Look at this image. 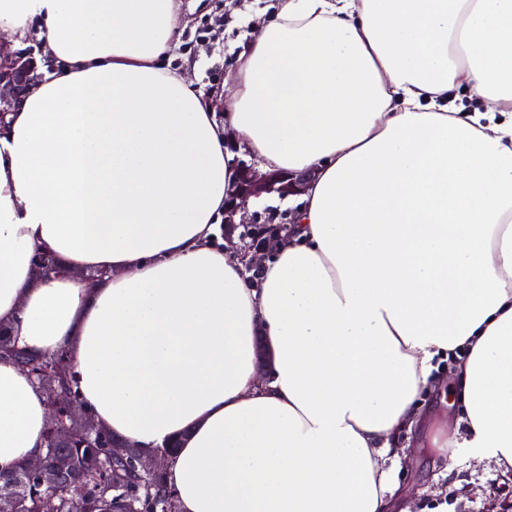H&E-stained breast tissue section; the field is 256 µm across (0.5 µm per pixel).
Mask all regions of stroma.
Segmentation results:
<instances>
[{
    "mask_svg": "<svg viewBox=\"0 0 512 512\" xmlns=\"http://www.w3.org/2000/svg\"><path fill=\"white\" fill-rule=\"evenodd\" d=\"M225 0H199L197 6L182 7V33L195 32L204 21L225 19L224 39L193 49L178 48V57L196 61V81L204 95L222 92L232 83L231 75L243 44L250 40L258 21H272L278 0H235L237 13L226 12ZM423 429L401 437L404 456L391 462V476L398 492L396 501L408 504L409 512H503L512 503V474L502 475L491 465L474 459L467 449L457 451L458 466L446 471L442 455L423 447Z\"/></svg>",
    "mask_w": 512,
    "mask_h": 512,
    "instance_id": "35a3bbf8",
    "label": "stroma"
}]
</instances>
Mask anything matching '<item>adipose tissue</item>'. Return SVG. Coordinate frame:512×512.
Here are the masks:
<instances>
[{
    "label": "adipose tissue",
    "instance_id": "obj_1",
    "mask_svg": "<svg viewBox=\"0 0 512 512\" xmlns=\"http://www.w3.org/2000/svg\"><path fill=\"white\" fill-rule=\"evenodd\" d=\"M180 9L0 0L43 59L0 123V326L67 350L114 437L176 443L178 512H392L446 358L445 447L512 469V0H280L220 115L167 65ZM244 153L314 173L256 278L220 241ZM48 417L0 358V473ZM451 402L452 399L450 397L443 399L440 392L430 391L423 395V410L429 412L430 419L435 416L444 415L454 420L456 417H459L460 414L457 404L451 405Z\"/></svg>",
    "mask_w": 512,
    "mask_h": 512
}]
</instances>
